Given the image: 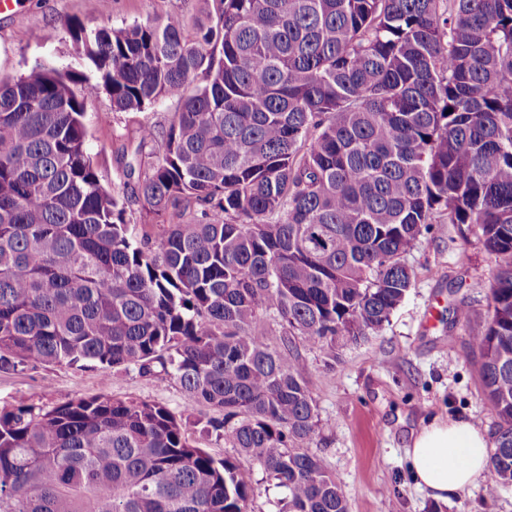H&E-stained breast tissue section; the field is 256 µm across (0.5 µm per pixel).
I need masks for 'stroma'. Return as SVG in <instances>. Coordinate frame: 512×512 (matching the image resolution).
<instances>
[{
	"mask_svg": "<svg viewBox=\"0 0 512 512\" xmlns=\"http://www.w3.org/2000/svg\"><path fill=\"white\" fill-rule=\"evenodd\" d=\"M203 0H21L15 14L0 15V78H18L39 64L95 79L93 66L73 42L67 26L86 30L122 28L176 13L193 22ZM56 29L55 41L42 39ZM164 99L143 112L111 111L106 93L84 104L87 152L102 184L126 206V221L144 223L138 180L130 175L154 161L156 144H140L143 124L167 125L176 112ZM414 282L403 303L378 335L348 343L338 361L327 363L303 350L306 377L315 397L320 431L314 449L343 482L351 512H512V487L500 490L495 509L477 485L442 503L409 477L406 448L413 431L433 418L470 421L493 433L496 417L486 402L477 369L478 352L455 321L465 305L485 317L486 295L496 266L476 236L453 224L433 225L405 257ZM93 395L134 397L195 417L210 409L194 404L169 378L113 373L90 366L38 365L0 373V406L21 402L54 406Z\"/></svg>",
	"mask_w": 512,
	"mask_h": 512,
	"instance_id": "35a3bbf8",
	"label": "stroma"
}]
</instances>
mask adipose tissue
Wrapping results in <instances>:
<instances>
[{
  "label": "adipose tissue",
  "mask_w": 512,
  "mask_h": 512,
  "mask_svg": "<svg viewBox=\"0 0 512 512\" xmlns=\"http://www.w3.org/2000/svg\"><path fill=\"white\" fill-rule=\"evenodd\" d=\"M485 433L464 419H435L414 434L407 450L411 478L438 501L478 485L489 471Z\"/></svg>",
  "instance_id": "obj_1"
}]
</instances>
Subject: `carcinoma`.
<instances>
[{"mask_svg": "<svg viewBox=\"0 0 512 512\" xmlns=\"http://www.w3.org/2000/svg\"><path fill=\"white\" fill-rule=\"evenodd\" d=\"M89 33L99 74L0 79V373L92 363L176 380L213 411L135 398L0 407V512H350L313 451L299 351L334 361L404 300L435 224L497 262L485 318L455 310L497 418L489 508L512 486V0H214ZM178 104L128 224L87 153L84 101ZM187 200L199 215L187 220ZM199 428L190 430V439L192 442L202 448H206L217 458H226L236 456V451L229 444L224 443V439L216 438L215 434L207 435L200 432ZM283 497L280 488L273 482L260 481V493L256 494L247 504V512H278L279 501Z\"/></svg>", "mask_w": 512, "mask_h": 512, "instance_id": "carcinoma-1", "label": "carcinoma"}]
</instances>
